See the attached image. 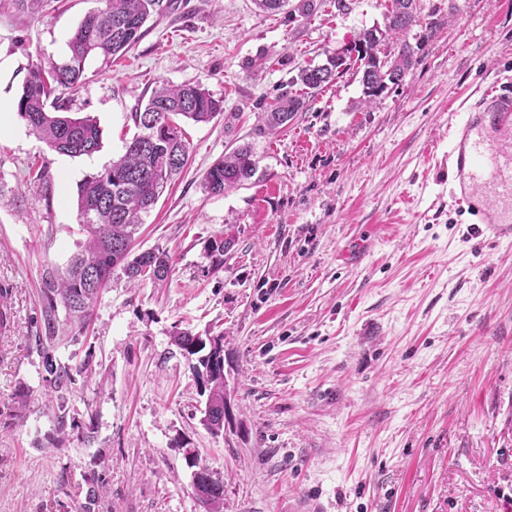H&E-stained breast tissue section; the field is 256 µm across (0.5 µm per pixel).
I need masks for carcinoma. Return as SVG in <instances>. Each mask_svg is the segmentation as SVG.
Returning a JSON list of instances; mask_svg holds the SVG:
<instances>
[{"label": "carcinoma", "instance_id": "cac0c4a2", "mask_svg": "<svg viewBox=\"0 0 512 512\" xmlns=\"http://www.w3.org/2000/svg\"><path fill=\"white\" fill-rule=\"evenodd\" d=\"M388 28L395 35L407 33L416 22L417 11L402 13L396 8L401 0H390ZM160 0H107L104 10L88 14L68 42L69 55L62 62H36L27 75L14 108L49 151L69 156L91 155L101 145V133L91 116H70L56 105L60 93L79 89L84 64L90 57L112 59L127 53L142 37V28ZM385 36L370 29L354 40L350 53L362 71V86L367 105L388 84L399 82L406 70L417 63L415 52L402 43L390 65L382 63L381 45ZM349 63L335 54H326L325 62L306 65L288 81V89L262 113L261 131L275 133L288 125L302 111L305 96L315 93L336 80ZM301 86V93L291 88ZM224 111V101L214 98L199 84L173 85L162 82L152 91L142 109L130 113L138 133L126 141L125 151L100 173L80 185L78 192L79 226L86 233L84 247L72 256L64 272L48 274L42 290L45 341L57 339V309L63 308L70 320L82 327L90 317L100 292L108 287L112 273L121 269L129 281H166L172 271L169 255L164 251L131 252V242L141 214L158 201L166 186L181 173L189 160V147L178 119L208 123ZM257 162L249 145L243 144L224 154L204 176V187L210 194H222L248 183L256 174ZM27 181L42 185L49 179V163L34 160L27 167ZM173 343L189 355L198 356L194 371L200 384V395L206 397L204 424L214 433L224 431L227 409L224 406V337L215 344H200L199 337L177 331ZM44 381L60 400L55 415L56 432L66 433L75 426L69 416L65 393L74 382L73 367L59 364L52 353L43 356ZM210 482L193 483L196 499L204 512H224V483L203 468Z\"/></svg>", "mask_w": 512, "mask_h": 512}]
</instances>
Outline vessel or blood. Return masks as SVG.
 <instances>
[{
    "instance_id": "b4317fda",
    "label": "vessel or blood",
    "mask_w": 512,
    "mask_h": 512,
    "mask_svg": "<svg viewBox=\"0 0 512 512\" xmlns=\"http://www.w3.org/2000/svg\"><path fill=\"white\" fill-rule=\"evenodd\" d=\"M454 193L468 205L478 243L512 241V89H485L450 131Z\"/></svg>"
}]
</instances>
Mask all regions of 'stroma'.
Masks as SVG:
<instances>
[{"label":"stroma","instance_id":"stroma-1","mask_svg":"<svg viewBox=\"0 0 512 512\" xmlns=\"http://www.w3.org/2000/svg\"><path fill=\"white\" fill-rule=\"evenodd\" d=\"M141 40L93 57L66 114L89 115L99 151L49 153L11 106L31 63L62 61L106 0H0V512H203L190 454L224 483V512H512V243L476 246L454 202L448 131L488 85L512 86V0H420L417 63L360 106L349 70L275 134L259 119L299 67L363 30L388 0H322L313 14L254 0H163ZM262 67H252L254 59ZM223 99L185 124L189 161L145 215L136 251L168 252L160 285L122 271L85 330L59 313L53 354L89 362L58 439L44 381L40 288L84 237L78 189L124 150L129 114L159 82ZM248 143L257 172L221 195L203 177ZM49 157L36 187L27 165ZM231 241L222 260L207 245ZM224 339L228 417L201 423L197 359L175 331Z\"/></svg>","mask_w":512,"mask_h":512}]
</instances>
